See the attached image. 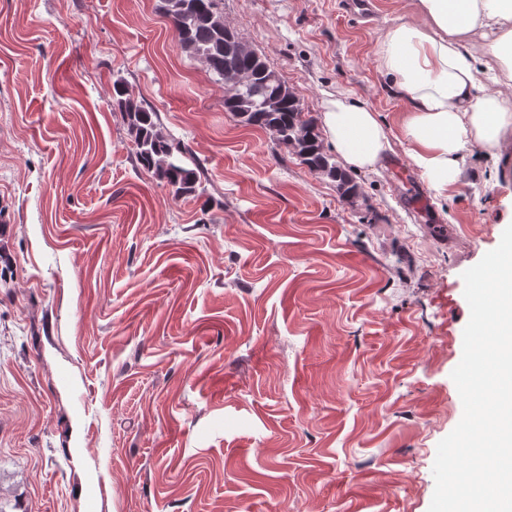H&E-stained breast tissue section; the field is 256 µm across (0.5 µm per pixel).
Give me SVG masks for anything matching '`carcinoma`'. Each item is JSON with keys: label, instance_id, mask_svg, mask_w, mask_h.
<instances>
[{"label": "carcinoma", "instance_id": "cac0c4a2", "mask_svg": "<svg viewBox=\"0 0 512 512\" xmlns=\"http://www.w3.org/2000/svg\"><path fill=\"white\" fill-rule=\"evenodd\" d=\"M163 12L181 48L200 58L215 80L232 87L224 99L225 111L245 125L265 130L277 146L292 151L311 170L340 181L348 195H356V183L324 151L314 120L303 118L287 83L281 78L273 85L266 83L265 60L224 37V0H163ZM113 90V106L125 117L139 167L176 198L202 195L197 170L184 162L185 146L166 132L157 112L144 106L124 79L114 80Z\"/></svg>", "mask_w": 512, "mask_h": 512}]
</instances>
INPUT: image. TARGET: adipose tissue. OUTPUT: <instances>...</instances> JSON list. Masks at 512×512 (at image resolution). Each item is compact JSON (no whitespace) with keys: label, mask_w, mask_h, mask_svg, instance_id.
I'll return each instance as SVG.
<instances>
[{"label":"adipose tissue","mask_w":512,"mask_h":512,"mask_svg":"<svg viewBox=\"0 0 512 512\" xmlns=\"http://www.w3.org/2000/svg\"><path fill=\"white\" fill-rule=\"evenodd\" d=\"M415 18L387 28L379 65L409 109L402 134L422 178L445 192L460 185L466 157L482 149L499 160L512 128V100L479 91L481 77L512 83V0H416ZM487 42V58L474 52ZM322 127L344 163L375 170L390 147L377 114L345 94L324 102Z\"/></svg>","instance_id":"1"}]
</instances>
